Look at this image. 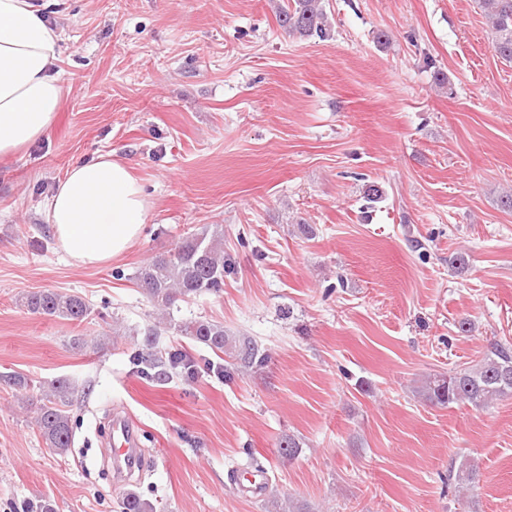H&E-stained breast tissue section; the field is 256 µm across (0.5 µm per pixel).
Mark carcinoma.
Masks as SVG:
<instances>
[{
  "instance_id": "cac0c4a2",
  "label": "carcinoma",
  "mask_w": 512,
  "mask_h": 512,
  "mask_svg": "<svg viewBox=\"0 0 512 512\" xmlns=\"http://www.w3.org/2000/svg\"><path fill=\"white\" fill-rule=\"evenodd\" d=\"M487 18L495 31V53L505 61H512V0H486ZM288 33L301 36L327 35L326 13L321 0H292V4L278 17ZM136 283L142 295L154 307L165 311L177 301L202 293L218 294L224 290V230L204 229L182 239L174 252L159 255L137 273ZM21 304L35 315L81 322L90 312V306L77 294L44 289L29 292ZM179 331L205 345L218 356L229 359V365L251 371L262 369L268 355L247 336H227L224 326L206 318L178 325ZM157 329L144 332V344L136 356L142 370L163 368L167 365H186L187 358L180 353L168 357L154 350ZM74 387L65 379L53 381L38 407L36 424L46 447L59 454L67 453L74 443L73 428L67 407L71 405ZM419 395L427 402L448 406L468 402L482 407L512 393V348L495 343L488 354L475 366L453 373L427 376L418 387ZM448 479L470 487L478 479L475 468L449 470ZM121 512H152V506L136 494H128L120 501Z\"/></svg>"
}]
</instances>
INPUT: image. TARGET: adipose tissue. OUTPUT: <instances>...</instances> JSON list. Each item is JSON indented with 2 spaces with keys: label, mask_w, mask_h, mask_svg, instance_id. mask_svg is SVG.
<instances>
[{
  "label": "adipose tissue",
  "mask_w": 512,
  "mask_h": 512,
  "mask_svg": "<svg viewBox=\"0 0 512 512\" xmlns=\"http://www.w3.org/2000/svg\"><path fill=\"white\" fill-rule=\"evenodd\" d=\"M44 0H0V157L50 138L62 87L61 33ZM151 204L132 165L105 153L73 164L47 203L46 220L63 254L80 266L124 255Z\"/></svg>",
  "instance_id": "ef3b65f1"
}]
</instances>
